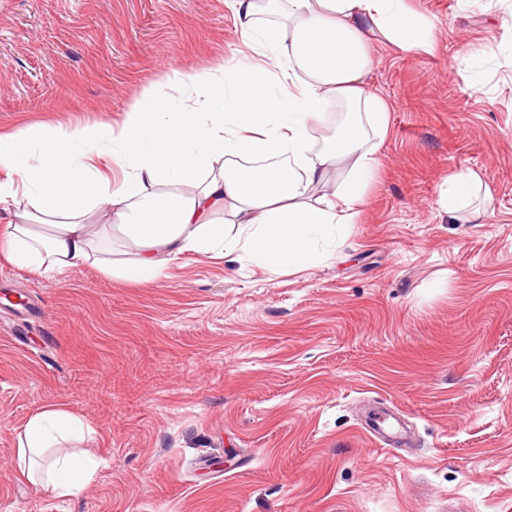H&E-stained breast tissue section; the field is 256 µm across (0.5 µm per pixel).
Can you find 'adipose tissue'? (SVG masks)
Returning a JSON list of instances; mask_svg holds the SVG:
<instances>
[{
    "mask_svg": "<svg viewBox=\"0 0 512 512\" xmlns=\"http://www.w3.org/2000/svg\"><path fill=\"white\" fill-rule=\"evenodd\" d=\"M271 2L264 20L260 0H229L252 57L189 82L172 73L120 125L0 134V203H20L0 230V252L20 268L59 274L88 262L133 284L164 278L186 251L232 254L273 275L334 254L388 131L391 106L366 81L372 40L417 55L431 51L433 32L407 0ZM333 107L349 117L314 147L311 132ZM105 163L121 169L120 183ZM319 189L324 197L313 199ZM97 212L102 222H91ZM91 434L74 413L40 408L19 437V465L30 481L74 495L90 465L62 446Z\"/></svg>",
    "mask_w": 512,
    "mask_h": 512,
    "instance_id": "adipose-tissue-1",
    "label": "adipose tissue"
}]
</instances>
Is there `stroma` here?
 Wrapping results in <instances>:
<instances>
[{"instance_id": "obj_1", "label": "stroma", "mask_w": 512, "mask_h": 512, "mask_svg": "<svg viewBox=\"0 0 512 512\" xmlns=\"http://www.w3.org/2000/svg\"><path fill=\"white\" fill-rule=\"evenodd\" d=\"M408 4L435 47H372L389 131L334 258L272 276L185 252L133 285L0 253V512H512V0ZM239 45L226 0H0V133L121 123ZM465 170L492 195L468 224L440 204ZM47 405L94 430L69 497L17 466Z\"/></svg>"}]
</instances>
